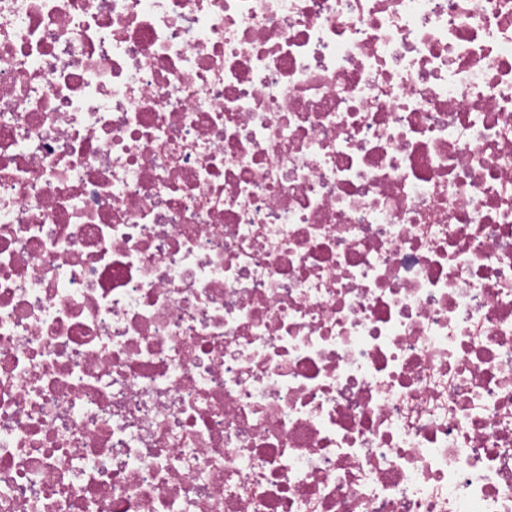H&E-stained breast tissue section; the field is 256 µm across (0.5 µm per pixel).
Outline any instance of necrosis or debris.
Masks as SVG:
<instances>
[{"instance_id": "obj_1", "label": "necrosis or debris", "mask_w": 512, "mask_h": 512, "mask_svg": "<svg viewBox=\"0 0 512 512\" xmlns=\"http://www.w3.org/2000/svg\"><path fill=\"white\" fill-rule=\"evenodd\" d=\"M0 512H512V0H0Z\"/></svg>"}]
</instances>
